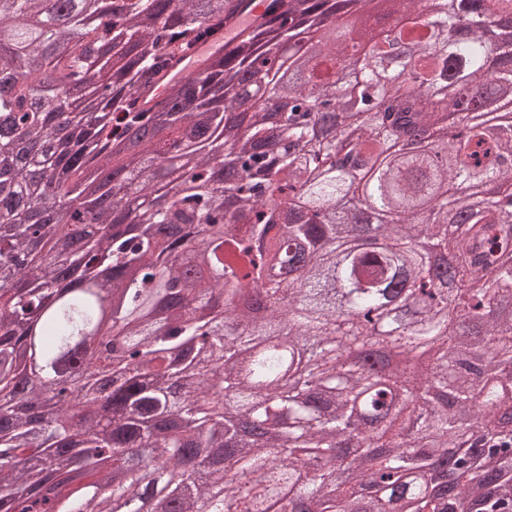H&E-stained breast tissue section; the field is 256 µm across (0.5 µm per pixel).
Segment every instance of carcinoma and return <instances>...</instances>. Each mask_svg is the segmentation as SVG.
<instances>
[{"instance_id": "carcinoma-1", "label": "carcinoma", "mask_w": 512, "mask_h": 512, "mask_svg": "<svg viewBox=\"0 0 512 512\" xmlns=\"http://www.w3.org/2000/svg\"><path fill=\"white\" fill-rule=\"evenodd\" d=\"M119 20L93 22L95 0L65 21L47 0H5L39 19L10 31L22 52L0 54V71L23 59L26 78L1 97L14 114L0 140V168H15L23 143L51 141L35 163L52 193L15 172L0 184V508L5 512H116L156 499L155 512H350L353 487L303 475L306 457L336 461L339 446L384 453L367 472L363 512H439L427 476L448 455L456 417L512 424V382L483 379V358L512 361V127L491 137L479 112L493 96L512 101V25L485 40L486 0H389L398 34H417L411 69L448 89L454 131L411 153L396 132L424 125L419 87L390 93L377 69L399 58L398 39L369 45L360 70L336 87L329 62L368 33L364 0H271L233 48L209 52L201 70L153 101L174 59L195 54L235 22L207 0H118ZM324 28L303 64L306 82L278 77L290 40ZM46 66L55 83L37 82ZM248 76L261 96L288 107V145H269L261 108L235 112L233 83ZM102 76L91 111L72 87ZM159 125L166 147L133 141ZM383 170L367 192L386 218L367 224L347 207L353 177ZM470 181L464 199L456 184ZM61 210L33 224L29 207ZM112 271L104 307L94 290ZM472 295L471 334L448 327L455 296ZM503 312L486 318L487 304ZM119 347L81 358L105 317ZM376 339L382 349L425 343L440 371H376L343 358ZM464 359L448 362V351ZM63 363L80 372L78 393L48 395L43 379ZM112 391L98 401V378ZM429 447L413 453L405 438ZM128 448H161L146 471ZM489 449L480 475L512 501V465ZM242 480L224 489V472Z\"/></svg>"}]
</instances>
